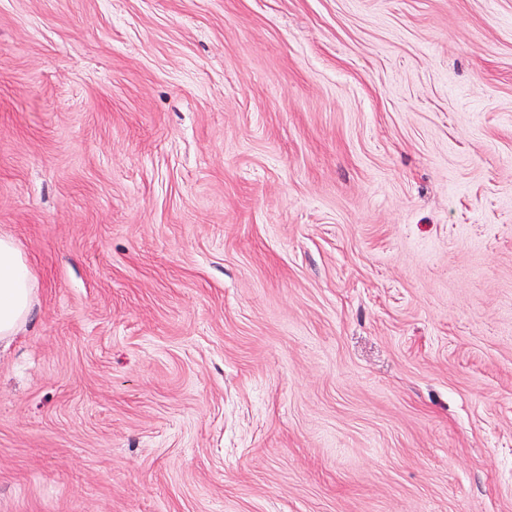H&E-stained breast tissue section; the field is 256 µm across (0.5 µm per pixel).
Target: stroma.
Here are the masks:
<instances>
[{
  "label": "stroma",
  "mask_w": 512,
  "mask_h": 512,
  "mask_svg": "<svg viewBox=\"0 0 512 512\" xmlns=\"http://www.w3.org/2000/svg\"><path fill=\"white\" fill-rule=\"evenodd\" d=\"M0 512H512V0H0ZM36 277L28 258L0 235V342L17 336L32 314Z\"/></svg>",
  "instance_id": "35a3bbf8"
}]
</instances>
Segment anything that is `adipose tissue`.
I'll return each instance as SVG.
<instances>
[{
	"label": "adipose tissue",
	"mask_w": 512,
	"mask_h": 512,
	"mask_svg": "<svg viewBox=\"0 0 512 512\" xmlns=\"http://www.w3.org/2000/svg\"><path fill=\"white\" fill-rule=\"evenodd\" d=\"M36 277L11 237L0 235V342L18 335L32 314Z\"/></svg>",
	"instance_id": "obj_1"
}]
</instances>
